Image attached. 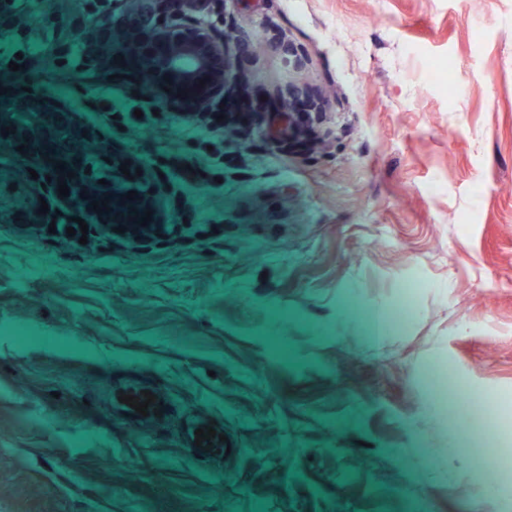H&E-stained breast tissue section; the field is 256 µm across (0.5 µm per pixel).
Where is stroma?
I'll return each mask as SVG.
<instances>
[{"mask_svg":"<svg viewBox=\"0 0 512 512\" xmlns=\"http://www.w3.org/2000/svg\"><path fill=\"white\" fill-rule=\"evenodd\" d=\"M168 2L108 0L113 52L165 32ZM184 20L246 50L194 39L160 77L230 65L257 95L309 89L326 146L274 149L251 112L226 140L216 86L157 115L134 78L71 87L105 137L55 143L112 209L42 174L57 217L35 224L0 178V512H512L459 405L512 404V0H223ZM132 212L150 236L125 233ZM404 288L408 323L373 334ZM150 373L169 417L117 428ZM214 423L229 452L195 447Z\"/></svg>","mask_w":512,"mask_h":512,"instance_id":"stroma-1","label":"stroma"}]
</instances>
